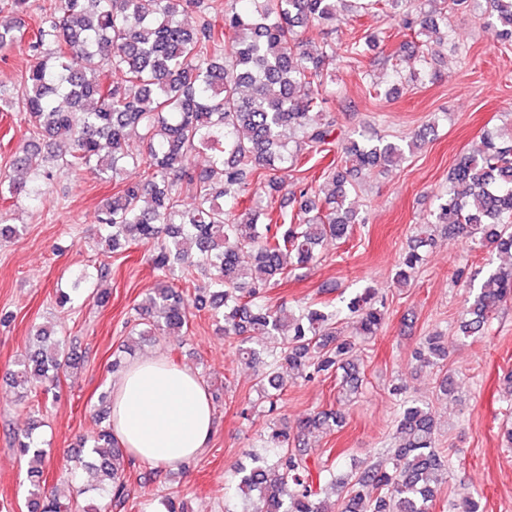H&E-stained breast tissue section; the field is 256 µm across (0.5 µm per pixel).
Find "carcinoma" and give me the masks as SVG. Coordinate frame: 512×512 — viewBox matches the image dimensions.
Segmentation results:
<instances>
[{
    "mask_svg": "<svg viewBox=\"0 0 512 512\" xmlns=\"http://www.w3.org/2000/svg\"><path fill=\"white\" fill-rule=\"evenodd\" d=\"M363 1L374 9L403 6L398 33L404 36L425 43L448 40V12L427 11L414 0H225L222 31L205 14L196 27L184 26L182 13L203 0H55L31 30L17 20L28 11V0H11L15 17L0 19V49L24 44L33 57L20 93L33 133L68 144L53 161L116 181V192L98 216V242L114 250L154 246L153 264L161 277L139 307L146 327L138 336L183 334L190 303L171 276L190 282L204 275L211 291L194 301L209 305L223 321L224 335L236 340L239 361L253 370L270 412L286 390L285 367L305 381L343 371L341 397L350 400L359 385L352 359L385 323V303L369 287L339 307L319 302L297 313L273 308L265 299L276 277L310 264L324 245L349 238L356 223L348 203L354 180L401 162L402 145L351 138L345 166L329 172L334 189L326 198L306 184L292 192L299 201L296 216H284L279 224L258 205L235 215L247 175H263L269 190L277 192L283 186L279 173L331 143L334 128L324 117L321 78L336 60V48L317 44L311 35L300 39L296 28L312 33L335 23L342 7ZM468 1L475 8L489 4L499 40L512 42V0L448 4L455 8ZM228 31L235 34L230 44ZM377 40L375 34L356 38L346 44V53L358 56ZM107 73L119 79L106 84ZM130 128L140 131L143 149L136 153L126 144ZM196 149L209 154L201 170L184 164ZM12 168L0 178L3 201L34 200L50 180L47 156L36 145L15 157ZM129 168L141 171L139 179L117 182ZM185 185L194 192L190 210L180 208ZM439 225L450 236L507 257L464 306L461 333L484 336L494 311L512 298V131L486 134L480 154L453 169L433 221L396 262L398 284H407L422 266V247L434 242ZM108 274L105 267L94 277L77 271L70 288L58 289L59 304ZM417 354L422 364L438 367L448 358V347L442 336H427ZM78 359L41 330L13 382L23 397L38 386L49 392ZM341 423L339 412L327 410L306 417L293 431L272 424L265 454H251L252 466L236 471L242 512H328L310 482L306 460L293 448L301 447L311 430L331 432ZM436 434L429 404L403 400L394 448L357 469L328 470L331 488L343 496L342 512H430L442 481ZM13 450L27 460L35 509L67 512L58 490L42 484L45 451L33 435L14 439ZM89 453L98 460L83 467L96 475V483L82 491L102 489L108 497L104 509L124 512L132 460L110 426L95 433Z\"/></svg>",
    "mask_w": 512,
    "mask_h": 512,
    "instance_id": "obj_1",
    "label": "carcinoma"
}]
</instances>
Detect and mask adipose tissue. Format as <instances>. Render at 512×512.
Wrapping results in <instances>:
<instances>
[{"mask_svg": "<svg viewBox=\"0 0 512 512\" xmlns=\"http://www.w3.org/2000/svg\"><path fill=\"white\" fill-rule=\"evenodd\" d=\"M112 428L133 459L170 466L207 448L214 430L209 394L197 373L147 357L112 394Z\"/></svg>", "mask_w": 512, "mask_h": 512, "instance_id": "ef3b65f1", "label": "adipose tissue"}]
</instances>
